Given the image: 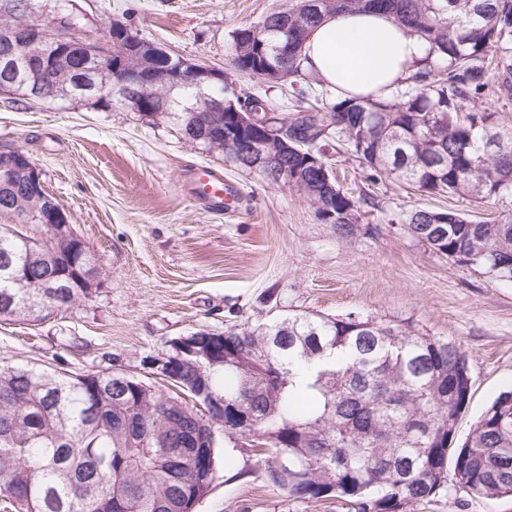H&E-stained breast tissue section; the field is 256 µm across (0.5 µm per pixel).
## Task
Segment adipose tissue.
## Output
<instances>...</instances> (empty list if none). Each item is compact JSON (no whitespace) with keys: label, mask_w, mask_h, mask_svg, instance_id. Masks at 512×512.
Masks as SVG:
<instances>
[{"label":"adipose tissue","mask_w":512,"mask_h":512,"mask_svg":"<svg viewBox=\"0 0 512 512\" xmlns=\"http://www.w3.org/2000/svg\"><path fill=\"white\" fill-rule=\"evenodd\" d=\"M427 44L381 12L326 17L309 34L305 66L338 99L379 96L415 74Z\"/></svg>","instance_id":"1"}]
</instances>
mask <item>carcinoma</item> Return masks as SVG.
<instances>
[{"instance_id":"carcinoma-1","label":"carcinoma","mask_w":512,"mask_h":512,"mask_svg":"<svg viewBox=\"0 0 512 512\" xmlns=\"http://www.w3.org/2000/svg\"><path fill=\"white\" fill-rule=\"evenodd\" d=\"M0 28L35 20L29 0H11ZM382 11L429 49L408 88L387 97L353 98L323 107L298 104L282 116L288 133L309 121L327 133L303 151L330 165V151L351 150L374 177L393 178L423 195L502 202L512 207V134L496 113L463 104L488 89L512 99V0H288L261 21L234 31V68L268 81L306 78L302 47L328 15ZM288 20V33L281 21ZM13 47L0 38V87L26 98L41 59L26 61V77L4 65ZM494 62L489 75L487 61ZM60 67L95 87L72 101L112 108L111 71L72 50ZM149 102L187 130L196 103L186 87L148 88ZM496 150L486 151L489 137ZM275 179L295 187L320 218L351 240L362 203L341 187L323 196L319 169L289 152L276 159ZM38 208L27 177L0 179V205ZM448 215V223L440 217ZM402 226L417 242L490 279L512 283V213L475 221L454 210L411 209ZM94 262L85 241L74 250L51 244V226L36 239L0 224V266L32 279L28 288H0V315L72 309L86 290L71 283L47 296L41 277L73 274ZM224 365L207 370L215 412L207 415L159 385L99 370L60 377L0 362V497L12 512H187L199 483L194 431L224 421L231 439L254 436L274 449L271 481L303 499L336 497L357 512H402L447 482L448 460L474 498L512 495V390L487 407L463 445L452 447L470 401L468 362L452 339L369 317L289 315L269 324L228 330ZM305 397L301 412L295 399Z\"/></svg>"}]
</instances>
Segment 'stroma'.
Wrapping results in <instances>:
<instances>
[{"mask_svg":"<svg viewBox=\"0 0 512 512\" xmlns=\"http://www.w3.org/2000/svg\"><path fill=\"white\" fill-rule=\"evenodd\" d=\"M284 0H73L78 37L103 43L118 20L167 51L223 69L227 92L280 112L297 99L232 66V35ZM36 162L46 189L95 256L100 284L73 309L0 320V361L87 374L105 355L128 372L169 350L171 339L267 323L291 314L354 313L452 338L464 351L471 399L456 439L464 441L485 408L512 388V284L457 266L414 240L397 221L413 208L497 216L500 206L424 196L391 178L368 181L349 153L331 162L344 191L372 197L361 233L337 239L296 189L184 138L167 115L151 119L114 104L33 101L0 92V151ZM209 167L239 193L234 212L192 200L185 174ZM219 462L196 512H355L345 500H304L266 477L268 447L218 438ZM403 512H512V496L474 499L448 477L434 496Z\"/></svg>","mask_w":512,"mask_h":512,"instance_id":"obj_1","label":"stroma"}]
</instances>
